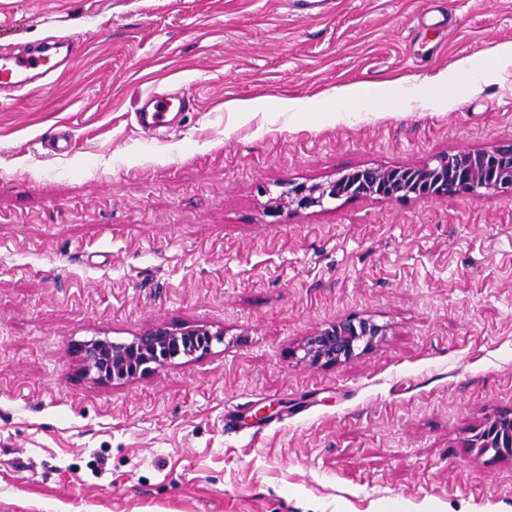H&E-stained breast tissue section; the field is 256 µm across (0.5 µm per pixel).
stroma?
<instances>
[{"label": "stroma", "mask_w": 512, "mask_h": 512, "mask_svg": "<svg viewBox=\"0 0 512 512\" xmlns=\"http://www.w3.org/2000/svg\"><path fill=\"white\" fill-rule=\"evenodd\" d=\"M68 35L67 69L0 90V512H512V458L475 444L512 413V190L269 207L512 139V64L434 90L512 44V0H0L1 55ZM150 91L191 99L180 129H138ZM344 318L385 334L311 365ZM157 323L223 339L83 374L80 344ZM485 75V71L474 66L471 63L463 64L459 70L446 75L439 83L442 92L453 94L463 84H472L480 81Z\"/></svg>", "instance_id": "35a3bbf8"}]
</instances>
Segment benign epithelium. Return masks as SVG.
I'll list each match as a JSON object with an SVG mask.
<instances>
[{"mask_svg": "<svg viewBox=\"0 0 512 512\" xmlns=\"http://www.w3.org/2000/svg\"><path fill=\"white\" fill-rule=\"evenodd\" d=\"M512 190V140L488 150L461 151L439 156L431 162L404 168L365 167L327 183H295L270 198L274 211L310 209L343 196H378L388 199L411 195L428 199L478 190ZM384 328L368 320L347 318L332 323L310 337L304 348L312 365L346 362L358 343L372 345ZM221 340L207 328L171 329L159 324L129 343L93 341L80 347L83 372L100 381L132 379L139 373L176 358L169 351H206ZM480 447L498 456L512 457V417L490 421L480 436Z\"/></svg>", "mask_w": 512, "mask_h": 512, "instance_id": "benign-epithelium-1", "label": "benign epithelium"}]
</instances>
